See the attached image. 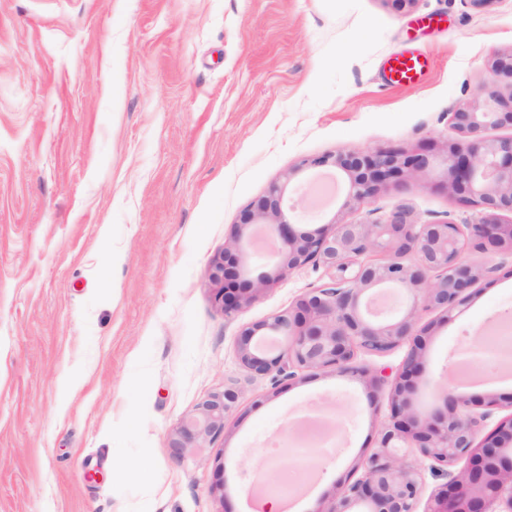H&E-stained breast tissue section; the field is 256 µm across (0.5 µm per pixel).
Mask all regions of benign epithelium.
<instances>
[{
    "instance_id": "1",
    "label": "benign epithelium",
    "mask_w": 512,
    "mask_h": 512,
    "mask_svg": "<svg viewBox=\"0 0 512 512\" xmlns=\"http://www.w3.org/2000/svg\"><path fill=\"white\" fill-rule=\"evenodd\" d=\"M488 66L494 77L512 79V54L496 55ZM449 121L457 139L442 146L446 179L440 186L460 202L481 207L477 222L422 223L400 206L381 221L333 219L304 228L297 207L285 196L286 185L275 182L243 211L224 252L210 266L209 279L218 286L216 299L226 318L296 269L313 264L325 270L323 282L291 307L242 327L237 356L251 376L290 381L306 370L334 369L377 391L390 387L389 414L377 446L359 478L338 484L325 512H512V415L485 430L497 398H484L481 412L450 389L424 409L414 401L423 372L421 313L436 312L448 320L499 268L465 257L466 242L475 240L512 257V218L505 219L512 214V134L484 136L487 130H512V90L505 94L484 85L477 100L459 104ZM433 169L434 155L427 146L381 147L305 159L288 171L286 181L304 170L339 172L347 178L344 207L359 210L393 184L429 187ZM257 225L274 235L277 263L274 272L252 280L246 277L245 260L248 230ZM375 252L387 254L388 260L368 261ZM375 288L398 290L410 300L408 310L379 317L370 308L369 292ZM403 345L407 350L394 376L355 362L359 353L383 357ZM238 395L235 383L224 384L180 425L171 447L189 448L198 438L223 431ZM411 453L448 477L425 502L421 468L408 461Z\"/></svg>"
}]
</instances>
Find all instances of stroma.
<instances>
[{"label": "stroma", "instance_id": "1", "mask_svg": "<svg viewBox=\"0 0 512 512\" xmlns=\"http://www.w3.org/2000/svg\"><path fill=\"white\" fill-rule=\"evenodd\" d=\"M427 53L410 88L390 57ZM512 51V0H0V512H324L359 476L387 399L349 375L252 379L243 325L324 277L305 266L225 318L208 278L242 211L302 160L455 140L449 114ZM344 185L302 224L408 207L426 222L478 210L390 186L371 210ZM512 324V274L448 321L422 314L421 396L460 350ZM466 396L512 414V367L469 363ZM224 429L178 450L177 427L226 379ZM322 412V456L292 424Z\"/></svg>", "mask_w": 512, "mask_h": 512}]
</instances>
